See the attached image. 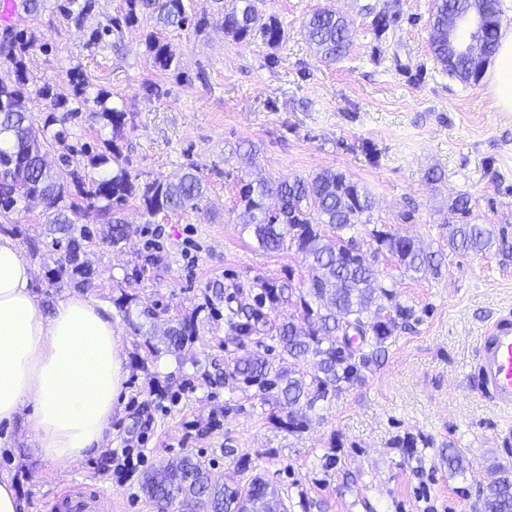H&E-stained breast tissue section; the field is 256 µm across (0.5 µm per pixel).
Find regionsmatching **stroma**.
<instances>
[{
    "label": "stroma",
    "instance_id": "obj_1",
    "mask_svg": "<svg viewBox=\"0 0 512 512\" xmlns=\"http://www.w3.org/2000/svg\"><path fill=\"white\" fill-rule=\"evenodd\" d=\"M227 2L185 0L189 14L210 24L201 33L164 31L178 73L146 53L143 36L153 26L146 16L88 47L92 29L123 0H98L81 28L48 0L33 22L41 46L29 69L63 94L75 66L110 91L128 113L118 145L130 170L144 182L174 181L197 165L209 214L152 216L129 203L131 234L116 246L93 214L82 216L94 232L86 248L94 280L85 294L112 309L127 380L109 438L70 466L36 456L23 424L0 427L26 512H48L76 484L100 489L112 512H157L142 490L145 475L186 455L209 464L218 480L262 476L287 512H482L483 489L499 470H512V456L496 442L512 427V413L482 395L476 375L488 324L512 309V260L450 253L435 278L380 259L379 279L412 309L409 324L360 379L303 408L302 430L274 419V393L213 375L247 351L286 370L313 369L312 361L281 358L271 337L242 345L228 338L227 308L256 279L289 277L300 287L308 279L294 246L263 250L245 228L241 182L343 172L373 199L370 224L351 231L365 250L375 228L437 249L442 217L461 193L471 198L473 223L512 233V112L495 106L486 81L462 83L436 62L427 26L433 0H262L264 16L285 29L276 47L257 35L226 36L217 20ZM327 4L351 22V52L337 63L321 61L302 30ZM369 5L395 17L386 39L372 35ZM0 234L12 236L32 265L42 304L72 290L42 204L0 217ZM216 284L225 299L212 305L208 288ZM190 318L194 339L183 351L168 350L164 332ZM452 447L463 455L457 470L448 466ZM124 448L145 457L127 481L114 476L111 460Z\"/></svg>",
    "mask_w": 512,
    "mask_h": 512
}]
</instances>
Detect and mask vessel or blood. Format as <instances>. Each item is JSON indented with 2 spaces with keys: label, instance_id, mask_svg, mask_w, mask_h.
Returning <instances> with one entry per match:
<instances>
[{
  "label": "vessel or blood",
  "instance_id": "vessel-or-blood-1",
  "mask_svg": "<svg viewBox=\"0 0 512 512\" xmlns=\"http://www.w3.org/2000/svg\"><path fill=\"white\" fill-rule=\"evenodd\" d=\"M479 387L500 410L512 411V314H499L489 325L478 351ZM104 498L87 486L71 487L50 512H103Z\"/></svg>",
  "mask_w": 512,
  "mask_h": 512
}]
</instances>
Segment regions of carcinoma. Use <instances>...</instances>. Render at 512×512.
<instances>
[{"instance_id":"carcinoma-1","label":"carcinoma","mask_w":512,"mask_h":512,"mask_svg":"<svg viewBox=\"0 0 512 512\" xmlns=\"http://www.w3.org/2000/svg\"><path fill=\"white\" fill-rule=\"evenodd\" d=\"M97 2L66 0L60 10L67 20L81 27L95 11ZM469 5L470 0H434L429 17L433 56L443 70L465 84L478 81L496 54L497 23L502 16L500 0H487L484 56L451 58L448 19ZM145 10L151 11L156 23L164 27H192L199 32L207 26V18L194 19L187 14L184 0H125L123 14L106 18L105 24L91 32L88 45L96 44L107 33L122 31L124 25H136L139 13ZM369 15L377 38L395 23L382 11L371 9ZM222 26L224 34L235 40L257 30L271 46L285 39V30L277 18L270 16L260 22L256 0H232L224 9ZM303 30L309 46L324 60L336 62L348 55L350 23L332 7L316 9L304 22ZM36 44V34L25 26L9 25L0 30V213L14 211L19 201L26 200L16 193L19 187L42 198L45 211L51 215L48 223L55 225V231L66 241L63 260L71 269L74 286L87 288L92 272L83 259L84 242L92 238L93 231L87 226L76 228V219L88 211L96 213L108 226V237L116 246L127 235L123 212L129 200H140L150 215L205 212L207 208L201 203L206 187L193 170L176 182L155 179L141 183L139 174L127 168L116 143L124 134L126 112L112 105L110 92L92 91L77 66L68 74L69 94L55 92L51 82L38 79L28 69L27 59ZM144 46L161 70L180 68V59L158 32H147ZM37 98L50 101V113L40 125L33 122L30 107ZM83 112L88 113L91 122L111 128L112 139L106 142V150L98 152L87 144L78 148L70 143V123ZM51 148L62 151L61 160L66 164L70 157L81 156L83 170L57 171L49 167L43 153ZM239 195L248 216L245 224L253 229L261 248L278 251L289 238L309 268L306 290L295 291L291 277L259 280L251 302L230 310L227 319L231 335L239 344L253 336H272L282 354L295 361L314 360L315 372L309 381L301 373L276 367L258 352L238 358L229 373L232 380L246 388L278 391V404L284 415L275 419L287 430L304 427V420L294 410L301 400L312 406L328 389L359 377L361 370L374 362L393 331L407 324L409 308L397 305L387 312L381 304V300L392 296V291L378 281L375 266L380 255L397 258L406 272L434 276L442 272L446 248L465 257L484 254L495 247L504 258L512 259L508 231L472 223L469 199L464 196L448 206V216L444 218L448 226L446 247L427 252L409 238L374 229L371 237L375 246L366 253L351 237L326 241L319 231L322 224L341 232L370 222L371 198L341 172L324 169L291 181H249L241 184ZM293 298L305 311L304 322L268 318L266 307L276 308ZM195 335L194 321L180 322L167 334V349L180 351ZM333 336L342 337V341L331 340ZM143 491L159 512H165L168 503L177 498L187 512H284L283 500L260 477L254 476L244 485L219 483L201 460L189 455L176 465L161 466L148 473ZM483 500L486 512H512L511 470L501 472L483 492Z\"/></svg>"}]
</instances>
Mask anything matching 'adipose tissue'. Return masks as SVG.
<instances>
[{"label": "adipose tissue", "instance_id": "adipose-tissue-1", "mask_svg": "<svg viewBox=\"0 0 512 512\" xmlns=\"http://www.w3.org/2000/svg\"><path fill=\"white\" fill-rule=\"evenodd\" d=\"M487 81L497 107L512 112V33ZM33 277L0 235V425L24 422L37 455L65 467L104 444L127 376L111 309L77 292L43 306Z\"/></svg>", "mask_w": 512, "mask_h": 512}]
</instances>
